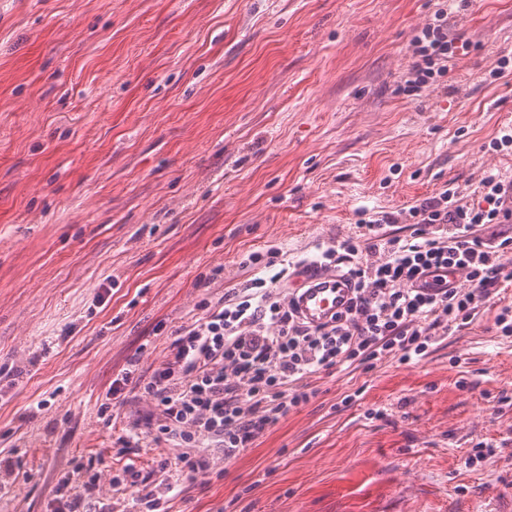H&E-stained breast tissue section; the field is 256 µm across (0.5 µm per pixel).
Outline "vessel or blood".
I'll return each instance as SVG.
<instances>
[{"instance_id": "obj_1", "label": "vessel or blood", "mask_w": 512, "mask_h": 512, "mask_svg": "<svg viewBox=\"0 0 512 512\" xmlns=\"http://www.w3.org/2000/svg\"><path fill=\"white\" fill-rule=\"evenodd\" d=\"M353 296V284L344 276L316 266L307 267L299 288L289 300L298 316L308 325L318 327L330 323L336 314L347 309Z\"/></svg>"}]
</instances>
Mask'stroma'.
I'll return each mask as SVG.
<instances>
[{"label":"stroma","instance_id":"obj_1","mask_svg":"<svg viewBox=\"0 0 512 512\" xmlns=\"http://www.w3.org/2000/svg\"><path fill=\"white\" fill-rule=\"evenodd\" d=\"M437 4L0 0V512H51L95 473L129 512L116 440L148 429L144 383L201 302L249 285L250 253L310 254L362 215L512 181V147L493 145L512 72L489 76L512 56V0H450L470 47L410 93ZM510 303L420 363L315 375L256 447L204 448L166 512H512ZM480 442L491 455L469 463Z\"/></svg>","mask_w":512,"mask_h":512}]
</instances>
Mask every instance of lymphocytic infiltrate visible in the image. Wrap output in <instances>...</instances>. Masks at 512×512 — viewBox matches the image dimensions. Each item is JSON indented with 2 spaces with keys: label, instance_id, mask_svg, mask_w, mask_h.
<instances>
[{
  "label": "lymphocytic infiltrate",
  "instance_id": "lymphocytic-infiltrate-1",
  "mask_svg": "<svg viewBox=\"0 0 512 512\" xmlns=\"http://www.w3.org/2000/svg\"><path fill=\"white\" fill-rule=\"evenodd\" d=\"M410 44L415 62L406 88L417 93L445 76L456 53L447 8H438ZM480 185L477 203L449 188L411 207L421 225L411 239L388 236L386 225L399 220L391 213L360 222L358 234L337 244L317 245L313 263L346 265L355 283L346 312L331 324L305 326L278 297L293 261L231 299L202 304L143 386L163 440L186 449L159 464L166 491L208 468L193 454L205 440H220L225 458H234L290 409L309 403L317 394L313 375L386 358L421 362L442 333L468 326L486 298L512 288L500 246L484 235L488 225L512 223V184L491 174Z\"/></svg>",
  "mask_w": 512,
  "mask_h": 512
}]
</instances>
